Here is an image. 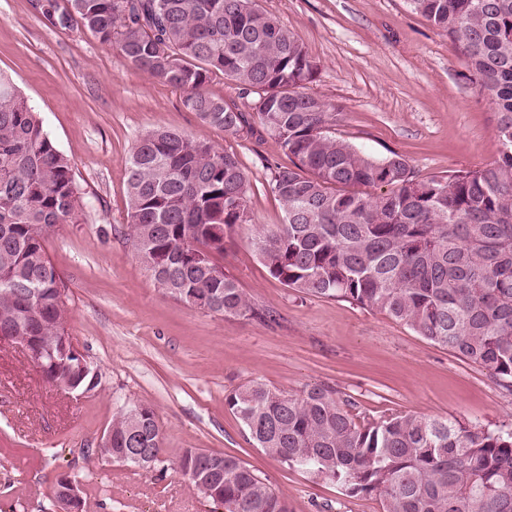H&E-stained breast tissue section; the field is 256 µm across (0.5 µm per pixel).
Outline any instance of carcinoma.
Segmentation results:
<instances>
[{
  "label": "carcinoma",
  "mask_w": 512,
  "mask_h": 512,
  "mask_svg": "<svg viewBox=\"0 0 512 512\" xmlns=\"http://www.w3.org/2000/svg\"><path fill=\"white\" fill-rule=\"evenodd\" d=\"M410 4L448 35L500 113L497 157L480 169L419 177L397 154L375 159L336 138L331 106L300 91L319 65L255 0H48L43 14L61 28L78 18L127 63L181 90L202 123L237 139L258 125L278 140L292 157L271 177L285 219L254 227L251 238L273 278L301 298L384 314L512 388V0ZM216 72L241 87L249 111L207 92ZM127 164L131 243L157 288L226 317L273 319L232 276L214 275V256L250 222L252 184L239 157L157 129ZM372 187L386 192L373 196ZM83 210L69 157L0 74V328L58 346L69 312L44 234ZM42 378L98 387L76 364ZM224 400L265 454L346 497L374 494L382 512H512L511 428L404 412L361 423L322 387L290 394L253 381ZM142 407L141 448L160 463L158 418ZM130 426L128 410L113 417L112 448L124 447ZM201 452L179 456L192 479ZM200 492L211 512H288L282 493L228 455L223 480Z\"/></svg>",
  "instance_id": "1"
}]
</instances>
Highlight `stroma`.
Segmentation results:
<instances>
[{"instance_id": "stroma-1", "label": "stroma", "mask_w": 512, "mask_h": 512, "mask_svg": "<svg viewBox=\"0 0 512 512\" xmlns=\"http://www.w3.org/2000/svg\"><path fill=\"white\" fill-rule=\"evenodd\" d=\"M318 63L306 93L338 112L334 131L367 154H397L415 173L476 170L496 156L500 114L463 58L408 0H257ZM0 72L12 77L60 150L86 207L45 250L67 289L69 331L101 375L81 397L47 384L24 350L0 343V512H51L59 472L78 473L83 512H206L178 467L184 449L237 457L288 499L291 512H381L377 496L348 498L255 447L224 404L252 381L285 392L313 387L350 400L359 420L392 412L512 428V391L392 318L344 301L296 297L252 244L280 224L270 168L290 166L278 141L235 139L201 123L183 93L128 64L80 22L52 26L31 0H0ZM156 128L183 130L246 166L251 221L219 262L275 319L227 318L156 287L128 235L127 159ZM140 402L158 416L164 461L146 470L89 460L114 415Z\"/></svg>"}]
</instances>
